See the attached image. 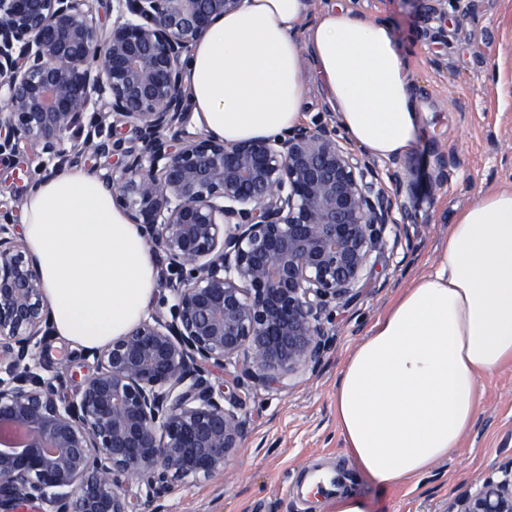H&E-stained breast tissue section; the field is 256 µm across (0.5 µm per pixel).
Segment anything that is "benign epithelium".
<instances>
[{"label": "benign epithelium", "instance_id": "7a95c632", "mask_svg": "<svg viewBox=\"0 0 512 512\" xmlns=\"http://www.w3.org/2000/svg\"><path fill=\"white\" fill-rule=\"evenodd\" d=\"M89 0H0V156L31 144L58 166L116 158L106 184L145 241L169 261L170 317L89 351L97 371L65 397L38 372L49 309L38 269L0 210V512L39 500L49 512H137L115 482L157 494L222 471L246 432L243 378L288 386L331 346L326 323L358 297L405 178L358 157L336 128L302 124L227 144L182 126L188 55L241 0H121L105 31ZM98 101L79 149L64 136ZM135 139L122 136L123 126ZM241 363L215 392L206 374ZM512 512V461L448 504Z\"/></svg>", "mask_w": 512, "mask_h": 512}]
</instances>
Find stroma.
I'll return each mask as SVG.
<instances>
[{"label": "stroma", "mask_w": 512, "mask_h": 512, "mask_svg": "<svg viewBox=\"0 0 512 512\" xmlns=\"http://www.w3.org/2000/svg\"><path fill=\"white\" fill-rule=\"evenodd\" d=\"M370 20L392 27L413 71V93L428 118L415 150L401 158L410 192L408 221L388 235L387 248L362 284L360 297L340 308L330 326L335 342L322 363L294 376L287 388L248 385L242 409L247 432L226 468L207 479L185 477L164 494L149 496L137 479L118 476L122 494L140 512H322L305 508L290 491L310 464L352 471L350 488L369 512H448L449 498L512 460V366L483 377L479 413L447 460L423 478L380 490L355 471L336 427L334 392L353 347L367 335L389 301L427 272L448 241L455 215L492 189H512V0H445L430 13L425 0H350ZM448 156V178L436 183L438 153ZM43 159L29 144L0 157V209L23 218L29 182ZM82 348L51 336L39 355L44 377L61 357H75L64 376L77 391L96 371Z\"/></svg>", "instance_id": "35a3bbf8"}]
</instances>
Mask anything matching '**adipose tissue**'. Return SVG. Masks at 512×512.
<instances>
[{"instance_id": "obj_1", "label": "adipose tissue", "mask_w": 512, "mask_h": 512, "mask_svg": "<svg viewBox=\"0 0 512 512\" xmlns=\"http://www.w3.org/2000/svg\"><path fill=\"white\" fill-rule=\"evenodd\" d=\"M355 146L411 153L426 115L391 26L346 0H242L193 46L185 86L203 131L232 144L307 118L306 75ZM22 235L55 335L92 350L128 333L159 287L155 255L94 174L65 167L24 202ZM512 365V190L485 193L448 228L350 352L336 381L337 430L356 468L393 488L429 473L475 423L478 381Z\"/></svg>"}]
</instances>
